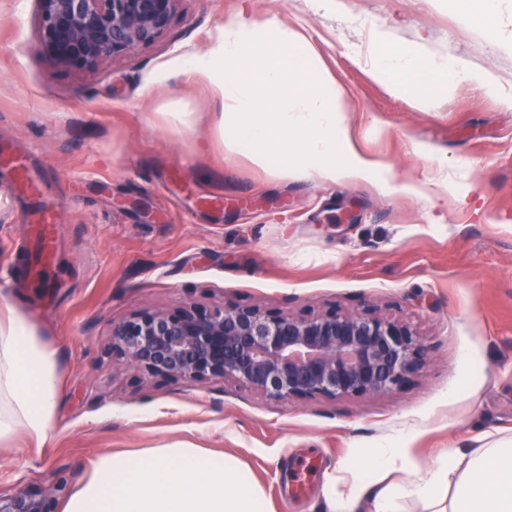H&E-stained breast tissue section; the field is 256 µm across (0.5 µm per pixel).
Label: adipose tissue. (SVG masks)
I'll use <instances>...</instances> for the list:
<instances>
[{"mask_svg":"<svg viewBox=\"0 0 512 512\" xmlns=\"http://www.w3.org/2000/svg\"><path fill=\"white\" fill-rule=\"evenodd\" d=\"M299 36L230 22L214 43L180 62L216 95L208 121L226 154L250 160L269 176L327 181L380 180V168L360 157L345 132L342 94L311 67L304 88L288 79V48ZM60 401L59 359L37 326L0 294V447L24 437L53 435ZM345 492H337V484ZM512 512V435L479 436L427 470L406 449L384 444L338 465L327 478L326 512Z\"/></svg>","mask_w":512,"mask_h":512,"instance_id":"1","label":"adipose tissue"}]
</instances>
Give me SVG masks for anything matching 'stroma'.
<instances>
[{
  "label": "stroma",
  "mask_w": 512,
  "mask_h": 512,
  "mask_svg": "<svg viewBox=\"0 0 512 512\" xmlns=\"http://www.w3.org/2000/svg\"><path fill=\"white\" fill-rule=\"evenodd\" d=\"M482 0H182L154 44L91 73L36 50V4L0 0V151L55 196L65 271L19 264L37 210L0 168V290L60 355L57 431L44 447L0 451V479L59 472L77 491L95 458L207 448L244 461L274 512H321L337 462L389 441L420 468L444 448L512 430V0L497 31ZM297 32L343 93L347 133L385 166L373 181L273 180L216 149L207 125L174 133L175 102L211 112L200 78L170 76L225 22ZM409 50L423 77H381ZM459 61L489 89L444 81ZM284 313L375 307L410 323L428 350L401 390L278 401L221 381L144 377L106 351L112 322L185 302Z\"/></svg>",
  "instance_id": "1"
}]
</instances>
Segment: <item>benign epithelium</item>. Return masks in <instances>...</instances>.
Instances as JSON below:
<instances>
[{
	"mask_svg": "<svg viewBox=\"0 0 512 512\" xmlns=\"http://www.w3.org/2000/svg\"><path fill=\"white\" fill-rule=\"evenodd\" d=\"M181 0H36L38 48L53 66L96 70L154 43ZM112 357L165 382L230 381L282 400L382 396L423 368L408 323L377 310L285 314L233 303L143 309L112 322ZM67 479L0 489V512H57Z\"/></svg>",
	"mask_w": 512,
	"mask_h": 512,
	"instance_id": "benign-epithelium-1",
	"label": "benign epithelium"
}]
</instances>
